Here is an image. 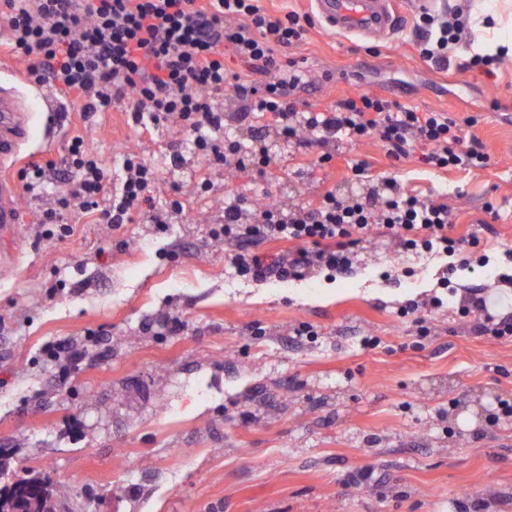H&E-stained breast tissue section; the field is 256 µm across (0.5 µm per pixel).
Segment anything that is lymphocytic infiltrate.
Segmentation results:
<instances>
[{
    "label": "lymphocytic infiltrate",
    "mask_w": 512,
    "mask_h": 512,
    "mask_svg": "<svg viewBox=\"0 0 512 512\" xmlns=\"http://www.w3.org/2000/svg\"><path fill=\"white\" fill-rule=\"evenodd\" d=\"M0 19L11 52L28 63L31 82L80 93L92 112L131 99L134 120L175 124L215 167L262 170L271 161V135L303 148L320 146L322 165L332 161L343 137L378 139L389 158L414 156L442 171L481 169L489 161L479 140L464 141L460 124L444 112H423L368 92L345 96L324 111L303 106L306 68L294 59L280 60L278 52L302 40L311 18L294 11L271 15L259 0H0ZM416 33L422 58L439 66L470 35L459 10L422 12ZM228 54L240 70L226 67ZM224 94L234 99L238 122L252 124L249 143L226 135L217 101ZM259 112L270 114L271 123L254 126ZM68 165L78 174L76 183L40 217L65 234L70 227L60 215L74 207L116 228L130 223L137 208L150 204L148 191L159 181L152 164L126 155L120 190L103 209V163L82 138L73 139ZM378 228L407 252L452 257L459 249L447 204L392 179L360 196L343 197L331 188L306 204L248 205L235 199L224 205L220 233L236 245L231 264L237 276L288 282L315 269L350 272L355 247ZM262 242L286 248L265 252L258 248Z\"/></svg>",
    "instance_id": "f902f5d3"
}]
</instances>
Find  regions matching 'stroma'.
<instances>
[{"mask_svg":"<svg viewBox=\"0 0 512 512\" xmlns=\"http://www.w3.org/2000/svg\"><path fill=\"white\" fill-rule=\"evenodd\" d=\"M416 9L376 47L308 28L286 58L313 80L301 100L328 109L371 91L464 120L490 155L483 169L436 171L389 159L378 141L340 144L332 165H300L271 140L264 172L228 175L194 153L178 127L144 128L128 100L85 112L54 86L15 85L24 61L0 54V87L29 113L17 181L32 157L62 161L84 138L116 181L133 151L157 167L156 208L183 203L170 223L138 212L115 228L80 209L67 237H39L38 217L70 183L49 173L18 192L20 222L0 230V481L42 474L64 512H512V336L480 335L458 312L476 291L512 295V57L493 78L450 54L447 82L419 54ZM65 105L50 113L43 94ZM182 160L171 164L172 152ZM365 160L366 176L351 166ZM397 179L447 202L453 231L477 237L486 267L398 250L385 231L365 238L354 271L295 282L237 277L233 243L216 235L224 197L283 204L328 187L347 197ZM208 191H200L201 181ZM494 212H487V204ZM417 314H405L409 304ZM430 336L419 338L416 318ZM312 327L297 335L299 325ZM371 476L352 477L361 469Z\"/></svg>","mask_w":512,"mask_h":512,"instance_id":"1","label":"stroma"}]
</instances>
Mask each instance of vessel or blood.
Wrapping results in <instances>:
<instances>
[{"label": "vessel or blood", "mask_w": 512, "mask_h": 512, "mask_svg": "<svg viewBox=\"0 0 512 512\" xmlns=\"http://www.w3.org/2000/svg\"><path fill=\"white\" fill-rule=\"evenodd\" d=\"M313 15L329 30L374 45L395 30L397 0H310ZM28 115L19 98L0 90V157L10 158L26 133ZM12 182L0 179V225L19 221Z\"/></svg>", "instance_id": "vessel-or-blood-1"}]
</instances>
